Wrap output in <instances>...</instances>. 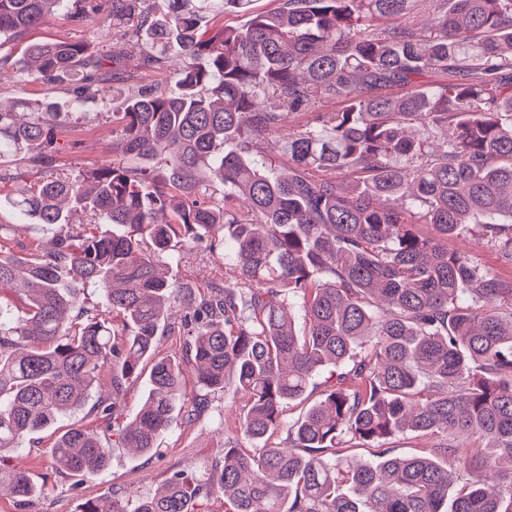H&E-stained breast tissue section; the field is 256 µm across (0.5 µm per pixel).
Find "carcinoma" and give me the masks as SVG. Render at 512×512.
Instances as JSON below:
<instances>
[{
  "mask_svg": "<svg viewBox=\"0 0 512 512\" xmlns=\"http://www.w3.org/2000/svg\"><path fill=\"white\" fill-rule=\"evenodd\" d=\"M274 2L255 14L253 0H0V45L61 10L112 29L107 54L25 48L22 67L47 83L83 68L79 98L124 41L145 68L179 62L176 91L141 89L114 113L112 164L0 190L30 223L60 227L22 257L0 237V464L87 406L120 447L150 454L191 364L200 394L185 420L233 385L252 447L225 442L215 482L176 472L155 494L79 512H197L216 491L232 512H512V279L448 250L476 224L512 266V0ZM228 11L249 25L205 28ZM15 108L33 118L0 107V165L49 163L55 106ZM282 131L275 164L264 142ZM196 242L233 259L198 293L159 270ZM87 288L101 308L81 305ZM176 329L183 357L159 354ZM145 362V401L124 424L125 383ZM105 372L111 395L93 403ZM323 373L322 398L285 419ZM407 432L437 443L392 455ZM353 440L376 460L349 459ZM110 453L83 425L51 447L59 473L88 478ZM2 484L23 504L40 495L17 465Z\"/></svg>",
  "mask_w": 512,
  "mask_h": 512,
  "instance_id": "1",
  "label": "carcinoma"
}]
</instances>
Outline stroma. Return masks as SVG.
Wrapping results in <instances>:
<instances>
[{
    "mask_svg": "<svg viewBox=\"0 0 512 512\" xmlns=\"http://www.w3.org/2000/svg\"><path fill=\"white\" fill-rule=\"evenodd\" d=\"M65 40L81 42L90 52L111 49L112 35L95 25L75 24L66 13L54 15L43 27L30 31L0 47V104L24 100L52 101L60 113L54 134L57 152L51 167L29 168L27 182L47 177H74L88 173L112 160V115L121 111L123 95L139 87L159 86L171 89L174 82L162 71H143L124 82L119 94L75 98L64 83L46 84L17 73L16 63L28 43ZM170 271L180 285L194 288L224 278L229 267L222 256L211 253L205 245L189 251ZM247 398L243 392L216 395L209 410L194 422L176 417L170 430L157 442L153 454L132 455L128 449L112 450L109 466L95 479L59 474L53 467L49 447L58 428L41 432L40 443L24 447L14 454V464L26 469L41 486L42 495L32 506L23 507L10 495L0 496V512H78L89 498L120 490L129 498L154 493L166 478L182 471L198 483L212 480V462L224 454L226 430L234 426L236 414L244 412Z\"/></svg>",
    "mask_w": 512,
    "mask_h": 512,
    "instance_id": "stroma-1",
    "label": "stroma"
}]
</instances>
